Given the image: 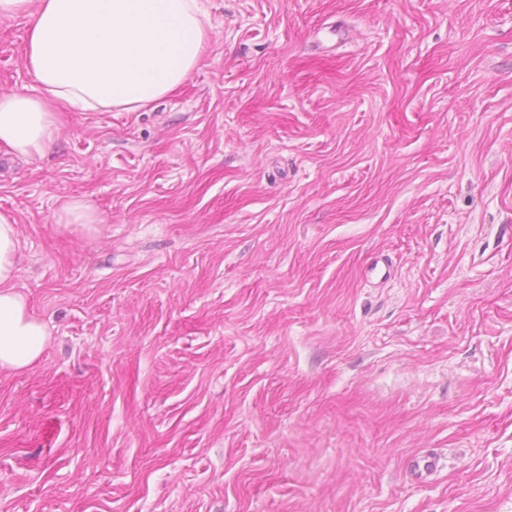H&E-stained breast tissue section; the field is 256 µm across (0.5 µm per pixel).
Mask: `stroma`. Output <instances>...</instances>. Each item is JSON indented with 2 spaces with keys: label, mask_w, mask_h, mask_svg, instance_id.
I'll use <instances>...</instances> for the list:
<instances>
[{
  "label": "stroma",
  "mask_w": 512,
  "mask_h": 512,
  "mask_svg": "<svg viewBox=\"0 0 512 512\" xmlns=\"http://www.w3.org/2000/svg\"><path fill=\"white\" fill-rule=\"evenodd\" d=\"M202 4L176 91L0 148L52 333L0 372V512H512V0ZM57 222V224H63L65 228L75 224L86 234H94L103 223V217L83 200L73 198L63 204L58 213Z\"/></svg>",
  "instance_id": "1"
}]
</instances>
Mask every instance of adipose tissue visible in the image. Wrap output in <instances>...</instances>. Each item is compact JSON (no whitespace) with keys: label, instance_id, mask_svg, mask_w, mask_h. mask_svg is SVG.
I'll return each mask as SVG.
<instances>
[{"label":"adipose tissue","instance_id":"obj_1","mask_svg":"<svg viewBox=\"0 0 512 512\" xmlns=\"http://www.w3.org/2000/svg\"><path fill=\"white\" fill-rule=\"evenodd\" d=\"M29 19L25 64L38 94L0 92V145L42 155L58 107L137 112L187 81L208 32L199 0H0V18ZM18 224L0 212V372L32 368L51 343L14 283Z\"/></svg>","mask_w":512,"mask_h":512}]
</instances>
